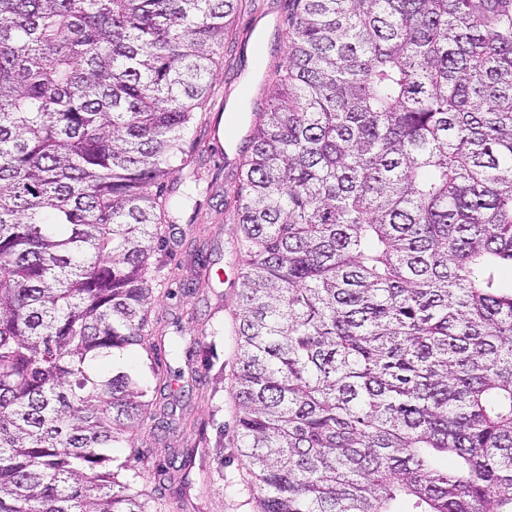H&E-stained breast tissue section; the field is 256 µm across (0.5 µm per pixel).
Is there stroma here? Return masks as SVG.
<instances>
[{"mask_svg":"<svg viewBox=\"0 0 512 512\" xmlns=\"http://www.w3.org/2000/svg\"><path fill=\"white\" fill-rule=\"evenodd\" d=\"M288 8V0H241L213 74L215 95L200 110L197 135L204 148L197 158L202 176L197 202L174 212L173 235L155 248L165 264L169 293L153 314L167 324L169 336H197L207 326L219 333L212 359L180 360L184 376L172 384L164 418L139 430L133 448L160 461L167 450L193 449L187 493L202 512H251L233 446L231 373L237 352L231 330L239 266L237 226L228 201L248 144L249 107L264 101L271 74L286 58L281 29ZM186 304L195 310V321L183 315ZM188 420L204 426V438L185 429ZM219 440L224 443L220 480L214 476L213 455Z\"/></svg>","mask_w":512,"mask_h":512,"instance_id":"35a3bbf8","label":"stroma"}]
</instances>
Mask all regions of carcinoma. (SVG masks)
<instances>
[{
    "mask_svg": "<svg viewBox=\"0 0 512 512\" xmlns=\"http://www.w3.org/2000/svg\"><path fill=\"white\" fill-rule=\"evenodd\" d=\"M239 2L0 0V512L193 506L98 364L166 336L164 182ZM291 3L233 190L253 512H512V0Z\"/></svg>",
    "mask_w": 512,
    "mask_h": 512,
    "instance_id": "obj_1",
    "label": "carcinoma"
}]
</instances>
